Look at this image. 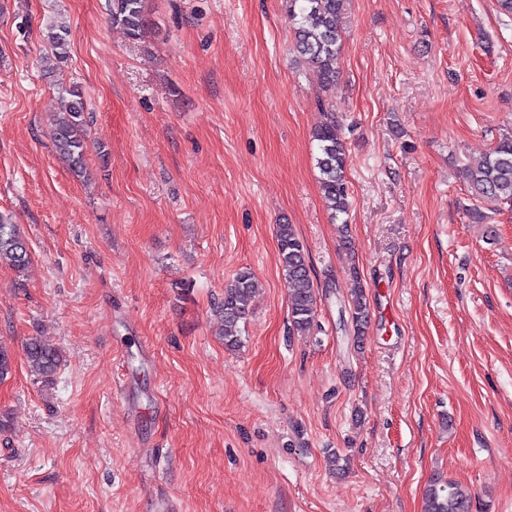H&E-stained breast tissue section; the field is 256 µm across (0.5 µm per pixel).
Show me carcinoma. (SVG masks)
Listing matches in <instances>:
<instances>
[{"label":"carcinoma","instance_id":"carcinoma-1","mask_svg":"<svg viewBox=\"0 0 512 512\" xmlns=\"http://www.w3.org/2000/svg\"><path fill=\"white\" fill-rule=\"evenodd\" d=\"M288 19L294 26L296 50L303 56L314 81L321 88L337 85L336 60L342 42L341 17L346 0H285ZM112 26L118 27L131 39L143 37L149 26L148 0H109ZM69 30L63 19L57 18L46 28L50 53L43 58L44 76L51 78L61 63L67 60ZM61 111L51 130L56 154L69 165L72 172L87 174V126L81 89L63 87L59 91ZM324 120L313 131L319 156L320 183L332 218L342 224L341 245L349 253L354 247L348 235L347 219L350 209L349 187L345 177L348 162L345 145L339 133L335 112L329 104L319 102ZM472 194L493 204L512 206V135L501 138L491 152L467 171ZM279 259L288 288L292 329L305 333L312 327L318 306V295L310 276L309 258L303 242L291 224L277 225ZM0 263H6L18 273L29 264L26 243L16 225L0 215ZM255 289L251 272L240 271L224 288V299L215 312L220 317L224 346L230 350L242 343L240 324L247 320L250 300ZM349 312L355 338L365 336L370 320L369 303L363 286L350 289ZM27 368L31 374L49 378L61 365L58 349L35 336L28 340L24 350ZM426 512H471L470 495L458 484L433 479L424 493Z\"/></svg>","mask_w":512,"mask_h":512}]
</instances>
